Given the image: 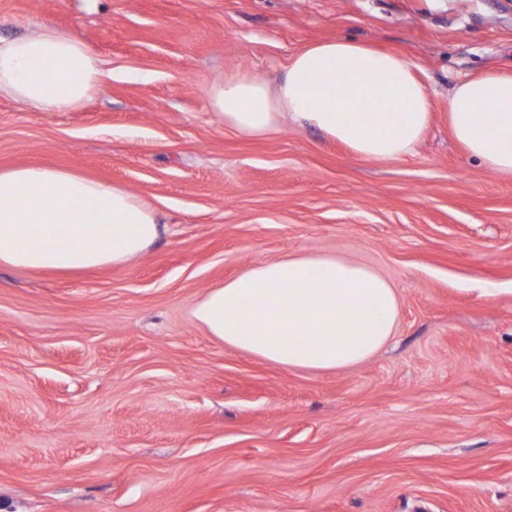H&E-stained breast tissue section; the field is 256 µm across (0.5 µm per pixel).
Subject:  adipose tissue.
Instances as JSON below:
<instances>
[{"label": "adipose tissue", "mask_w": 512, "mask_h": 512, "mask_svg": "<svg viewBox=\"0 0 512 512\" xmlns=\"http://www.w3.org/2000/svg\"><path fill=\"white\" fill-rule=\"evenodd\" d=\"M107 73L72 34L39 26L0 38V92L38 111L79 108ZM210 107L251 137L319 131L362 160L412 154L432 119L426 85L401 55L350 38L307 45L276 82L243 73L211 85ZM374 110L359 116L361 100ZM452 133L491 171L512 175V75L486 71L448 95ZM153 209L126 188L60 167L0 170V266L60 271L120 267L163 235ZM193 316L210 336L269 362L333 371L362 363L392 338L396 289L337 257L289 255L210 288Z\"/></svg>", "instance_id": "ef3b65f1"}]
</instances>
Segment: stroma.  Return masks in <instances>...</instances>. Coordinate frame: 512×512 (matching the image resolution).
<instances>
[{
    "instance_id": "1",
    "label": "stroma",
    "mask_w": 512,
    "mask_h": 512,
    "mask_svg": "<svg viewBox=\"0 0 512 512\" xmlns=\"http://www.w3.org/2000/svg\"><path fill=\"white\" fill-rule=\"evenodd\" d=\"M38 25L111 76L68 112L0 93V169L122 184L165 232L118 268L0 267V512H512V176L448 122L460 80L512 74V0H0V37ZM337 37L419 67L413 154L248 137L211 111L217 76L273 82ZM294 254L388 278L392 342L321 372L196 322L209 288Z\"/></svg>"
}]
</instances>
